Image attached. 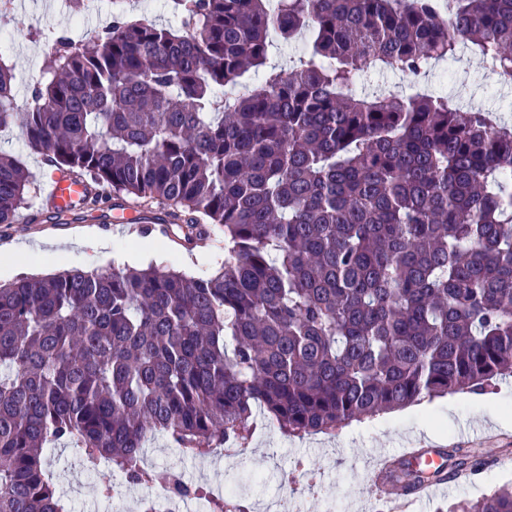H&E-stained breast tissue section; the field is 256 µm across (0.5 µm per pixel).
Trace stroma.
Listing matches in <instances>:
<instances>
[{"label":"stroma","mask_w":512,"mask_h":512,"mask_svg":"<svg viewBox=\"0 0 512 512\" xmlns=\"http://www.w3.org/2000/svg\"><path fill=\"white\" fill-rule=\"evenodd\" d=\"M112 0H97L92 27L73 23L61 0H14L9 12H0V36L9 40V59L15 67L16 107L24 109L30 90L41 78V55L35 30H65L74 40L89 35L91 28H102L112 19ZM427 90L460 95L464 109H496L502 121L512 123V110L501 108L496 87L481 62L471 53L446 68H433L425 77ZM27 212L37 222L13 224L0 230V242H25L33 251L23 262L29 273L38 274L47 261L43 249L51 243L65 242L75 231L101 230L111 225L116 248L131 247L127 227L113 224L112 208L101 203L96 210L48 223L51 211L43 194H31ZM485 400L458 394L421 401L418 409L405 408L371 419L355 421L335 433L288 438L259 415V426L248 444L237 448L234 456L218 454L206 458L190 457L157 437L146 448L144 461L151 468H170L182 472L193 484L206 488L224 485L229 496L243 501L249 512H259L270 502L287 500L296 512H385L381 506L379 484L374 483V466L369 456L395 455L412 443L427 448H471L477 451L483 467L474 479L452 485L447 494L412 502L407 512H450L453 505L475 501L492 490L512 484V425L495 423L490 415L495 408H512V378L499 379L486 391ZM45 464L54 476L56 489L67 503L98 497L103 486L116 484L125 499L137 496L138 485L118 479L111 467L88 474L78 449L59 445L48 451Z\"/></svg>","instance_id":"obj_1"}]
</instances>
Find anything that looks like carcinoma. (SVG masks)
Here are the masks:
<instances>
[{
    "label": "carcinoma",
    "mask_w": 512,
    "mask_h": 512,
    "mask_svg": "<svg viewBox=\"0 0 512 512\" xmlns=\"http://www.w3.org/2000/svg\"><path fill=\"white\" fill-rule=\"evenodd\" d=\"M176 28L112 14L44 48L24 112L0 111L55 171L224 232L207 276L165 266L21 276L0 287V512H67L56 444L131 483L202 490L141 457L242 446L260 408L286 436L332 433L512 377V125L452 95H358L462 48L512 85V0H172ZM307 38L270 65L272 26ZM15 73L0 55V105ZM34 188L0 153V224ZM473 470L475 453L447 452ZM424 480L407 461L386 475ZM456 512H512V487ZM403 77L395 73L376 74L365 81L363 84L357 86L356 91L362 94H371L376 90H385L386 92H393L403 94L402 92Z\"/></svg>",
    "instance_id": "carcinoma-1"
}]
</instances>
